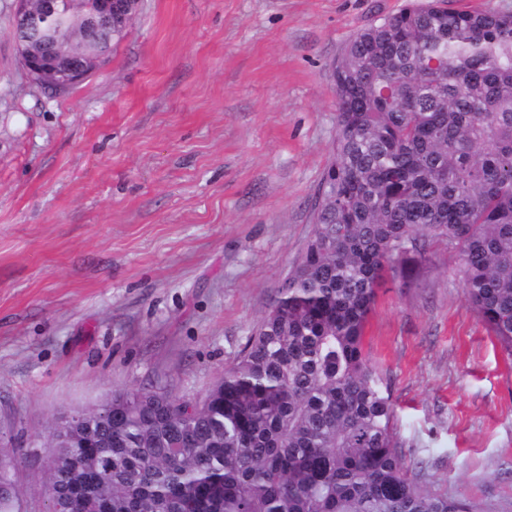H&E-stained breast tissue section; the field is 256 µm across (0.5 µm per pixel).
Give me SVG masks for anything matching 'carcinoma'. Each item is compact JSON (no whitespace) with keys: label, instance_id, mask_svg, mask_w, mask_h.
Here are the masks:
<instances>
[{"label":"carcinoma","instance_id":"1","mask_svg":"<svg viewBox=\"0 0 512 512\" xmlns=\"http://www.w3.org/2000/svg\"><path fill=\"white\" fill-rule=\"evenodd\" d=\"M313 234L200 397L115 391L48 436L62 512H477L420 486L365 353L377 288L446 244L512 357V13L422 0L358 30L331 72ZM16 455L0 448V512Z\"/></svg>","mask_w":512,"mask_h":512}]
</instances>
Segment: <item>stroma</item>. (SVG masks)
Segmentation results:
<instances>
[{
  "label": "stroma",
  "instance_id": "35a3bbf8",
  "mask_svg": "<svg viewBox=\"0 0 512 512\" xmlns=\"http://www.w3.org/2000/svg\"><path fill=\"white\" fill-rule=\"evenodd\" d=\"M406 0H143L108 64L33 84L0 0V437L48 512V430L112 392L204 393L313 233L332 64ZM365 350L421 485L512 512V361L444 246L379 288Z\"/></svg>",
  "mask_w": 512,
  "mask_h": 512
}]
</instances>
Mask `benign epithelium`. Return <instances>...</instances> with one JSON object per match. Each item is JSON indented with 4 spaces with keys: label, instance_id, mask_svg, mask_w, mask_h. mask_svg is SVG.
<instances>
[{
    "label": "benign epithelium",
    "instance_id": "obj_1",
    "mask_svg": "<svg viewBox=\"0 0 512 512\" xmlns=\"http://www.w3.org/2000/svg\"><path fill=\"white\" fill-rule=\"evenodd\" d=\"M140 0H15V27L44 32L53 42L48 52L17 44L20 61L37 84L67 90L97 73L106 65L89 40L98 32L131 22ZM82 34L76 51L70 34Z\"/></svg>",
    "mask_w": 512,
    "mask_h": 512
}]
</instances>
